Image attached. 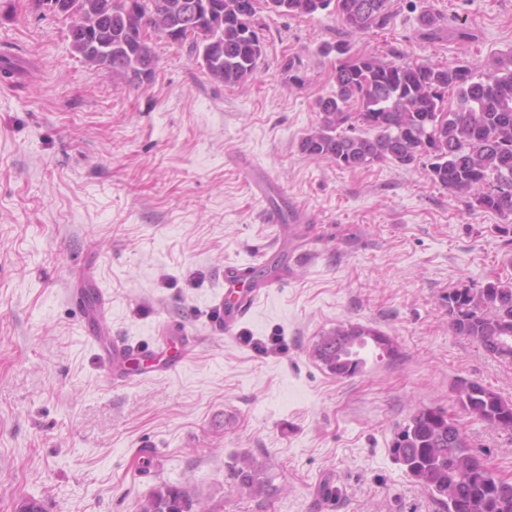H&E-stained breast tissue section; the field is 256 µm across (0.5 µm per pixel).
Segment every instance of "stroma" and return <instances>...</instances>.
Listing matches in <instances>:
<instances>
[{"label": "stroma", "instance_id": "1", "mask_svg": "<svg viewBox=\"0 0 512 512\" xmlns=\"http://www.w3.org/2000/svg\"><path fill=\"white\" fill-rule=\"evenodd\" d=\"M427 10L442 38L423 37ZM391 11L365 33L326 13L260 12L265 54L235 86L156 38L155 77L136 87L72 55L62 18L0 0V49L20 69L0 77V512L29 497L47 512H137L163 483L209 512H438L390 451L424 406L512 479V434L462 411L454 390L473 379L512 401V363L448 318L449 291L512 279V224L433 183L428 156L351 170L300 149L334 90L326 44L479 68L512 53V0ZM292 56L300 86L283 70ZM238 154L280 195L255 196ZM228 264L286 273L230 335L212 319ZM80 274L108 295L105 332L162 345L166 326L192 333L184 367L109 384L71 302ZM348 322L398 357L331 374L313 347ZM246 457L269 492L240 485Z\"/></svg>", "mask_w": 512, "mask_h": 512}]
</instances>
